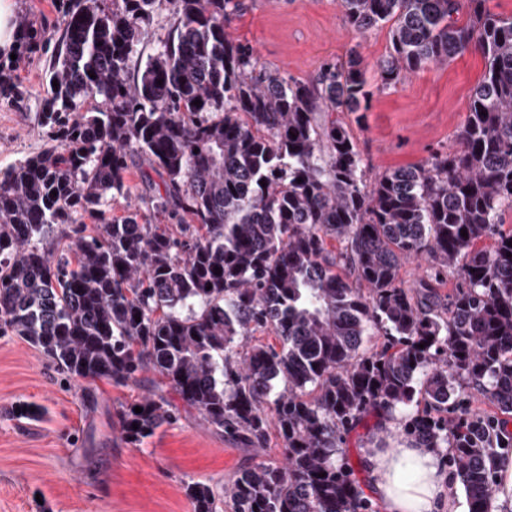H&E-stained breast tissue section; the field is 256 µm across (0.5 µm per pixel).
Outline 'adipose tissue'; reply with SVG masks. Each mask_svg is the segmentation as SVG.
I'll return each mask as SVG.
<instances>
[{
    "instance_id": "ef3b65f1",
    "label": "adipose tissue",
    "mask_w": 512,
    "mask_h": 512,
    "mask_svg": "<svg viewBox=\"0 0 512 512\" xmlns=\"http://www.w3.org/2000/svg\"><path fill=\"white\" fill-rule=\"evenodd\" d=\"M372 491L386 512H445L451 505L449 479L434 449L398 446L367 458Z\"/></svg>"
}]
</instances>
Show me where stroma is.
Instances as JSON below:
<instances>
[{
  "mask_svg": "<svg viewBox=\"0 0 512 512\" xmlns=\"http://www.w3.org/2000/svg\"><path fill=\"white\" fill-rule=\"evenodd\" d=\"M229 30L261 62L298 79L315 77L325 63L357 49L374 69L389 47V27L359 35L343 22L338 0H241ZM16 18L32 25L30 47L0 54L20 94L0 98V169L38 152V123L48 69L57 54L63 0H17ZM484 69L470 50L448 65L408 76L396 87L373 89L367 111L345 115L371 177L416 166L456 149L471 91ZM153 372L137 385L76 381L60 374L36 349L0 336V512H192L183 485L198 480L221 487L243 467L283 461L270 433L261 450L244 451L204 426L195 412L163 426L144 444L121 434L120 412L148 395ZM19 402L43 407L37 420H16ZM397 420L369 415L344 437L353 477L376 512L367 458L373 449L412 444Z\"/></svg>",
  "mask_w": 512,
  "mask_h": 512,
  "instance_id": "stroma-1",
  "label": "stroma"
}]
</instances>
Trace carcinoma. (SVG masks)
I'll use <instances>...</instances> for the list:
<instances>
[{
    "label": "carcinoma",
    "instance_id": "carcinoma-1",
    "mask_svg": "<svg viewBox=\"0 0 512 512\" xmlns=\"http://www.w3.org/2000/svg\"><path fill=\"white\" fill-rule=\"evenodd\" d=\"M162 3L173 32L141 64ZM339 6L360 35L391 23L371 77L353 48L309 81L261 64L228 31L240 0L70 4L44 146L0 171V335L75 380L157 374L142 412H121L133 445L179 420L171 392L245 451L279 434L285 464L219 492L184 483L192 512H367L343 436L399 410L418 445L449 450L469 512H490L502 445L468 402L512 413V16L487 0ZM472 48L485 66L457 148L367 182L335 114L364 109L371 79L391 88ZM134 157L141 207L117 218ZM415 257L432 273L405 288Z\"/></svg>",
    "mask_w": 512,
    "mask_h": 512
}]
</instances>
